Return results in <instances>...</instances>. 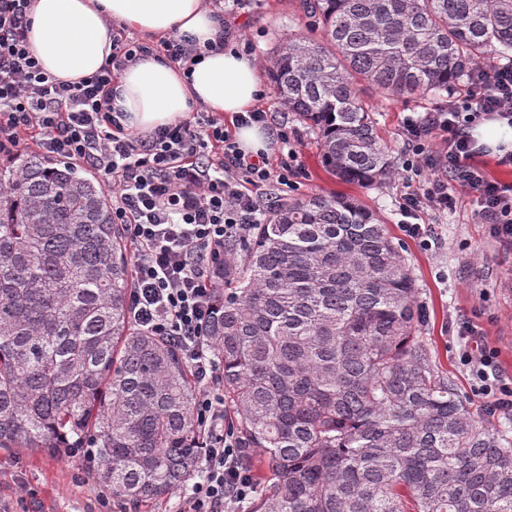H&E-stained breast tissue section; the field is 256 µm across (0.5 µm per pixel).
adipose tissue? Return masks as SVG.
<instances>
[{
    "label": "adipose tissue",
    "mask_w": 512,
    "mask_h": 512,
    "mask_svg": "<svg viewBox=\"0 0 512 512\" xmlns=\"http://www.w3.org/2000/svg\"><path fill=\"white\" fill-rule=\"evenodd\" d=\"M30 17L32 53L45 71L68 81L100 69L112 51L116 23L148 41L176 32L202 45L215 43L188 76L155 54L121 72L114 104L136 131L172 123L199 104L231 116L246 111L262 91L254 58L219 48L224 21L202 0H31Z\"/></svg>",
    "instance_id": "1"
}]
</instances>
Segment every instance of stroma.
Listing matches in <instances>:
<instances>
[{
	"mask_svg": "<svg viewBox=\"0 0 512 512\" xmlns=\"http://www.w3.org/2000/svg\"><path fill=\"white\" fill-rule=\"evenodd\" d=\"M301 0H250L247 8L225 12V43L230 47L252 44L261 84H268L266 59L288 33H304L308 20ZM363 100L371 110L379 135L388 144L396 166H403L402 120L412 112L435 108L427 95L411 99L388 98L365 89ZM265 107L271 118L264 125L268 145H275L279 125L294 130L302 172L296 196L339 193L362 200L389 224L417 279L420 300L427 311L419 334L431 348L439 368L451 377L474 407L486 405L474 395V379L459 357L465 347L457 334L460 322L473 323L483 344L495 354L499 373L512 378V240L490 235L467 197L455 209L422 217L431 227L432 247L423 249L401 227L402 199L407 191L402 175L372 187L338 182L321 167L315 136L274 94ZM188 487L174 489L151 508L133 504L102 490L79 460L58 459L21 448L0 449V512H181Z\"/></svg>",
	"mask_w": 512,
	"mask_h": 512,
	"instance_id": "stroma-1",
	"label": "stroma"
}]
</instances>
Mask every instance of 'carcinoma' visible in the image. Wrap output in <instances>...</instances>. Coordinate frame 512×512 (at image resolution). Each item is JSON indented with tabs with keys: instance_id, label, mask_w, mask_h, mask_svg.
Masks as SVG:
<instances>
[{
	"instance_id": "obj_1",
	"label": "carcinoma",
	"mask_w": 512,
	"mask_h": 512,
	"mask_svg": "<svg viewBox=\"0 0 512 512\" xmlns=\"http://www.w3.org/2000/svg\"><path fill=\"white\" fill-rule=\"evenodd\" d=\"M320 30L268 59L275 95L322 168L395 174L361 99L442 95L512 62V0H303ZM207 326L245 512H512V430L475 412L418 336L403 246L362 201L316 193L256 225L216 276ZM128 241L93 175L40 153L0 162V449L80 456L96 484L148 505L200 471L193 370L129 316Z\"/></svg>"
}]
</instances>
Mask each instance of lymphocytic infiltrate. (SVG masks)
<instances>
[{
  "label": "lymphocytic infiltrate",
  "instance_id": "obj_1",
  "mask_svg": "<svg viewBox=\"0 0 512 512\" xmlns=\"http://www.w3.org/2000/svg\"><path fill=\"white\" fill-rule=\"evenodd\" d=\"M29 7L30 0H0V157L33 140L105 176L112 221L124 226L134 256L131 318L175 341L200 386L194 412L209 440L183 512H224L226 502L245 499L253 486L238 472L237 444L224 432L223 367L206 334L214 274L228 242L246 239L275 213V205H261L258 192L270 183L291 189L302 169L299 154L284 128L277 160L240 147L232 129L266 123L259 105L229 122L200 112L146 133L130 130L112 103L118 72L154 52L188 73L204 50L175 34L151 47L119 32L97 73L59 80L29 49ZM487 116L512 127L511 68L482 70L463 95L404 119L405 171L417 187L404 195L402 226L422 246L431 241L421 215L455 207L459 190L474 198L491 236L512 239V186L488 178L472 139L475 123ZM461 360L472 370L476 393L512 405V387L497 374L492 352L465 351Z\"/></svg>",
  "mask_w": 512,
  "mask_h": 512
}]
</instances>
